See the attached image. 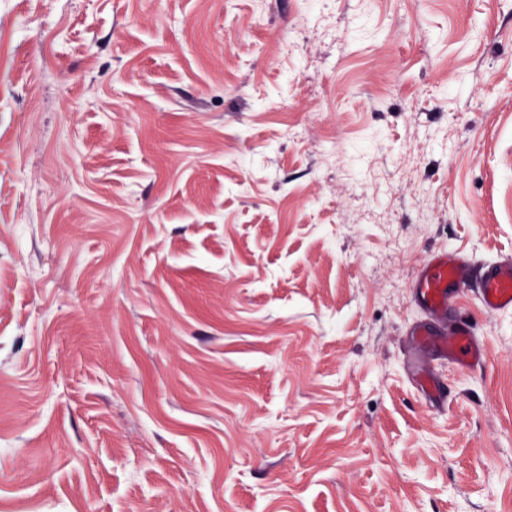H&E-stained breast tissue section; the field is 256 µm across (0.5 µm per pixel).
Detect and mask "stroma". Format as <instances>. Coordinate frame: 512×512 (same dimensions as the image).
Listing matches in <instances>:
<instances>
[{"label":"stroma","instance_id":"35a3bbf8","mask_svg":"<svg viewBox=\"0 0 512 512\" xmlns=\"http://www.w3.org/2000/svg\"><path fill=\"white\" fill-rule=\"evenodd\" d=\"M442 250L512 258V0H0V512H512ZM468 260L451 252L439 251L424 262L415 283L420 302L432 317H446L452 303V290L466 283ZM456 324L448 330L430 329L427 322L413 328L412 336L418 345L431 346L436 353L462 364L478 365L482 360V348L473 333V327L467 317L455 313Z\"/></svg>","mask_w":512,"mask_h":512}]
</instances>
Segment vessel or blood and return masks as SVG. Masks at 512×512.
<instances>
[{
	"mask_svg": "<svg viewBox=\"0 0 512 512\" xmlns=\"http://www.w3.org/2000/svg\"><path fill=\"white\" fill-rule=\"evenodd\" d=\"M468 276L467 259L448 251L433 253L425 260L415 283L417 297L431 316H447L453 289L465 284ZM480 294L482 306L488 313L512 309L511 258L504 259L484 273ZM412 334L417 344L432 347L441 357L469 366L482 360L481 345L464 315H457L451 330L432 329L422 322L414 327Z\"/></svg>",
	"mask_w": 512,
	"mask_h": 512,
	"instance_id": "vessel-or-blood-1",
	"label": "vessel or blood"
}]
</instances>
